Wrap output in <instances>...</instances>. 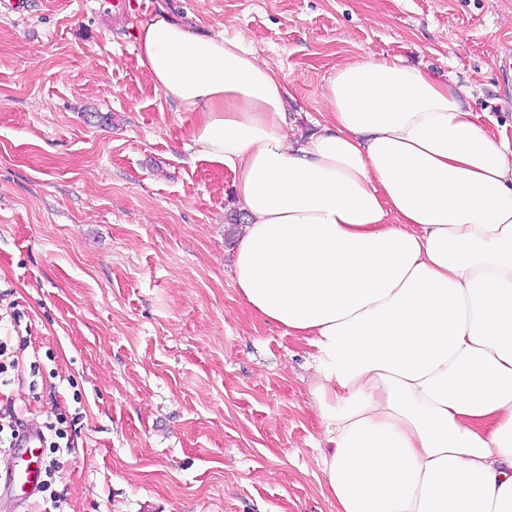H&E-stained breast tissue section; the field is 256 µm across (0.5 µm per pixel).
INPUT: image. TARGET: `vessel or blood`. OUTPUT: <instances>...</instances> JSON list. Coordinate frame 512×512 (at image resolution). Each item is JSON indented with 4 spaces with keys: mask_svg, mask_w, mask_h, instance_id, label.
<instances>
[{
    "mask_svg": "<svg viewBox=\"0 0 512 512\" xmlns=\"http://www.w3.org/2000/svg\"><path fill=\"white\" fill-rule=\"evenodd\" d=\"M40 429L24 428L5 463L0 464V490L10 493L14 508H21L38 495L42 481L39 448Z\"/></svg>",
    "mask_w": 512,
    "mask_h": 512,
    "instance_id": "b4317fda",
    "label": "vessel or blood"
}]
</instances>
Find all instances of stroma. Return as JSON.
<instances>
[{
  "mask_svg": "<svg viewBox=\"0 0 512 512\" xmlns=\"http://www.w3.org/2000/svg\"><path fill=\"white\" fill-rule=\"evenodd\" d=\"M241 41L320 119L340 62L454 80L512 140V0H28L0 11V336L23 425L66 420L64 512H335L315 350L243 304L233 175L139 66L158 4ZM38 374H31L30 362Z\"/></svg>",
  "mask_w": 512,
  "mask_h": 512,
  "instance_id": "1",
  "label": "stroma"
}]
</instances>
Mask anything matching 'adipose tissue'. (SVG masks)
Listing matches in <instances>:
<instances>
[{"label": "adipose tissue", "instance_id": "obj_1", "mask_svg": "<svg viewBox=\"0 0 512 512\" xmlns=\"http://www.w3.org/2000/svg\"><path fill=\"white\" fill-rule=\"evenodd\" d=\"M155 90L233 174L234 286L318 353L336 512H512V141L397 57L336 65L315 131L224 34L133 29Z\"/></svg>", "mask_w": 512, "mask_h": 512}]
</instances>
